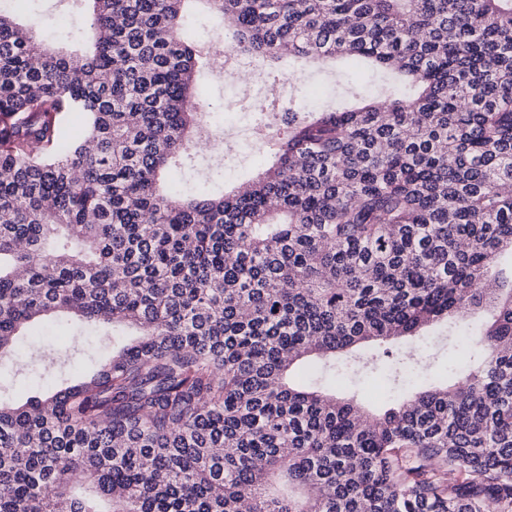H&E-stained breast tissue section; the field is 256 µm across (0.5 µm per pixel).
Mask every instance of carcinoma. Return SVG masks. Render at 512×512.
<instances>
[{"label": "carcinoma", "instance_id": "cac0c4a2", "mask_svg": "<svg viewBox=\"0 0 512 512\" xmlns=\"http://www.w3.org/2000/svg\"><path fill=\"white\" fill-rule=\"evenodd\" d=\"M88 2L79 57L0 12V355L51 314L135 336L0 402V512H512V0ZM191 3L268 75L344 58L417 92L309 109L285 78L261 173L162 191L218 113ZM442 321L454 347L471 329L464 383L380 413L321 387Z\"/></svg>", "mask_w": 512, "mask_h": 512}]
</instances>
